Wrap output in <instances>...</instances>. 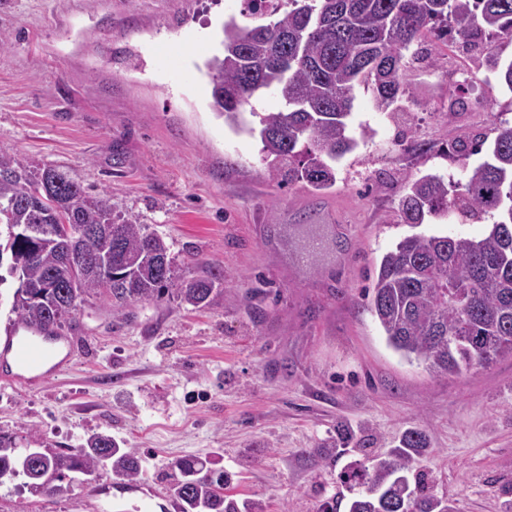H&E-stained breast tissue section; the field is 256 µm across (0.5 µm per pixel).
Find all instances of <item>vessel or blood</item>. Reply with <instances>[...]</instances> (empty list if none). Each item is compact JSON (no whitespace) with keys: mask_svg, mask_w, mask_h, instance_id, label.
Listing matches in <instances>:
<instances>
[{"mask_svg":"<svg viewBox=\"0 0 512 512\" xmlns=\"http://www.w3.org/2000/svg\"><path fill=\"white\" fill-rule=\"evenodd\" d=\"M57 338L36 326H22L0 340V381L35 387L59 375Z\"/></svg>","mask_w":512,"mask_h":512,"instance_id":"vessel-or-blood-1","label":"vessel or blood"}]
</instances>
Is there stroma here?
I'll list each match as a JSON object with an SVG mask.
<instances>
[{
	"instance_id": "stroma-1",
	"label": "stroma",
	"mask_w": 512,
	"mask_h": 512,
	"mask_svg": "<svg viewBox=\"0 0 512 512\" xmlns=\"http://www.w3.org/2000/svg\"><path fill=\"white\" fill-rule=\"evenodd\" d=\"M246 0H0V150L59 167L115 211L162 235L185 278L223 269L224 305L162 296L111 315L82 304L63 335L71 361L38 388L0 382V432L21 448H74L95 433L143 457L136 482L91 475L63 497L0 486V512H138L144 488L171 499L168 473L198 458L232 477L230 494L267 512H346L341 470L356 452L317 450L350 423L385 452L410 428L429 436L421 462L459 512L512 500V356L435 378L385 343L364 306L376 265L409 234L395 209L405 185L458 177L448 156L512 125L486 52L428 39L435 63L411 64L403 111L358 91L352 125L371 138L315 192L269 177L259 139L225 125L203 71L223 21L247 24ZM465 96L468 107L449 111ZM425 144L412 154L410 141ZM328 243L302 264L294 227Z\"/></svg>"
}]
</instances>
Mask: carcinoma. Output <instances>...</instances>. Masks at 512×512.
I'll use <instances>...</instances> for the list:
<instances>
[{"label": "carcinoma", "instance_id": "1", "mask_svg": "<svg viewBox=\"0 0 512 512\" xmlns=\"http://www.w3.org/2000/svg\"><path fill=\"white\" fill-rule=\"evenodd\" d=\"M255 24L231 18L221 28L217 51L204 62L213 107L237 132L258 135L268 175L325 190L336 182L335 165L354 151L360 137L348 119L359 85L371 87L379 112H398L413 97L406 80V52L426 34L464 45L485 44L499 84L512 92V59L498 55L494 40L512 37V0H248ZM275 92L281 108L259 119L243 117L250 100ZM486 153L473 166L470 158ZM464 176L454 180L425 173L403 189L396 210L415 229L428 216L497 220L480 238L412 233L380 259L368 310L386 345L402 359L436 377L462 376L512 356V126L499 127L493 144L476 138L447 149ZM92 227L99 236L86 248L99 263L86 267L79 287H61L71 243L54 233L62 218ZM0 287L12 280L15 325L57 329L90 298H105L117 317L167 292L194 307L224 305V270L186 280L165 239L114 212L106 193L88 194L55 166L0 151ZM112 274V288H101ZM60 284L51 298L43 286ZM360 443L351 426L321 447L325 459ZM429 447L421 429L405 431L388 452L350 463L340 482L352 491L347 512H458L437 496L427 475L415 468ZM25 461L0 433V470H9L34 497L61 493L73 473L92 475L110 467L115 483L138 479L142 457L107 435L93 434L67 452L28 449ZM173 496L180 512H267L259 500L227 493L231 477L205 469L194 458L173 463ZM55 475L50 489L40 485Z\"/></svg>", "mask_w": 512, "mask_h": 512}]
</instances>
